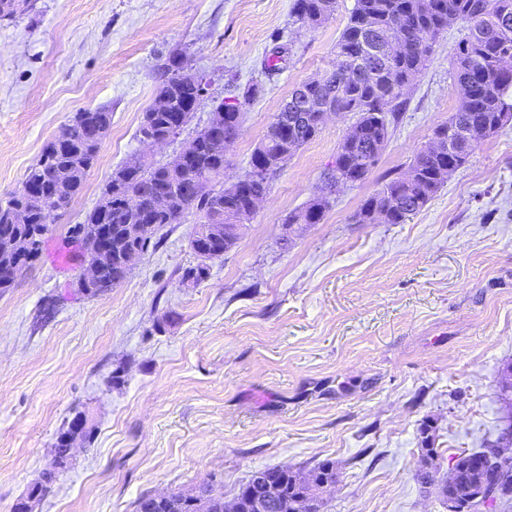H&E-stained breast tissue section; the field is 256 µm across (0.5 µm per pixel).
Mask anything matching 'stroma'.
Wrapping results in <instances>:
<instances>
[{"mask_svg": "<svg viewBox=\"0 0 512 512\" xmlns=\"http://www.w3.org/2000/svg\"><path fill=\"white\" fill-rule=\"evenodd\" d=\"M294 0H34L0 21V201L17 192L60 126L104 108L112 124L43 252L0 293V512L42 472L74 411L96 428L34 512H134L143 494L214 478L232 500L265 467L335 462L323 512H447L415 480L422 447L440 475L455 455L495 441L512 364V125L482 141L432 200L402 224H355L364 199L410 162L460 98L448 75L460 34L449 27L375 168L328 192L343 114L270 182L236 245L208 278L193 221L163 229L125 280L90 296L66 241L113 171L144 150L139 134L160 74L181 53L211 79L192 121L152 159L167 162L206 125L214 102L258 83L224 168L249 167L284 101L330 70L354 0L309 28ZM288 60L267 71L271 50ZM330 193L321 223L283 243L284 222ZM122 369L123 381L109 377Z\"/></svg>", "mask_w": 512, "mask_h": 512, "instance_id": "1", "label": "stroma"}]
</instances>
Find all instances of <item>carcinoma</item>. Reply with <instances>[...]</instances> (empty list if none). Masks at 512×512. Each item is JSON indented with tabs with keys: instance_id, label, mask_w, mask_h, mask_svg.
Returning <instances> with one entry per match:
<instances>
[{
	"instance_id": "obj_1",
	"label": "carcinoma",
	"mask_w": 512,
	"mask_h": 512,
	"mask_svg": "<svg viewBox=\"0 0 512 512\" xmlns=\"http://www.w3.org/2000/svg\"><path fill=\"white\" fill-rule=\"evenodd\" d=\"M294 15L302 24L315 28L336 10V0H294ZM452 25L465 31L452 56V78L461 97L460 108L448 122L435 129L436 148H419L410 163L369 195L353 214L354 224H402L421 210L443 183L441 168L463 166L481 139L497 132L504 113H512V69L502 65V55L512 54V0H355L348 22L336 42V66L317 78L302 83L293 94L298 102H285L251 154L249 170L238 184L224 186V140L239 137L242 112L258 97L263 87L253 85L229 106L221 101L214 111H224V130L197 141L195 151L180 171L169 163H155L134 157L112 173L103 187L96 207L85 224L68 230L69 239L79 245L81 257L100 252L89 224H106L112 229L110 254L104 263L103 282L118 286L138 264L145 244L171 224H182L196 216L190 240L191 250L202 246L217 260L238 239L232 225L249 219L253 202L265 197L271 177L303 145L322 130V112L352 113L353 127L361 137L339 143L329 187L347 178L363 182L377 164L388 142V130L405 108L411 81L427 67L439 38ZM175 56L159 65L162 81L155 99L144 112L140 134L169 135L185 128L200 100V85L171 73ZM112 113L105 109L77 112L64 123L47 144L40 158L25 176L21 189L6 205H0V267L4 263L30 266L42 252L45 237L37 235L42 211H67L81 193L89 170L97 161L100 143L96 133L111 127ZM139 195L141 208L132 211L123 200L127 192ZM166 193L170 206L159 211L155 197ZM22 206L29 222L15 224L10 215ZM330 206L323 195L309 200L286 219L295 225L319 224ZM210 265L196 264L182 275V283L198 285L209 275ZM70 426L60 429L52 451L67 458ZM490 449L462 452L454 457L457 494L469 497L483 473L474 464L488 460ZM311 490L336 475V464L324 460L309 469ZM269 480L279 484L281 499L273 512H289L288 502L303 493L297 485L299 472L268 467ZM192 504L186 492H172L165 499L141 495L136 512H224V493L219 488L197 495Z\"/></svg>"
}]
</instances>
